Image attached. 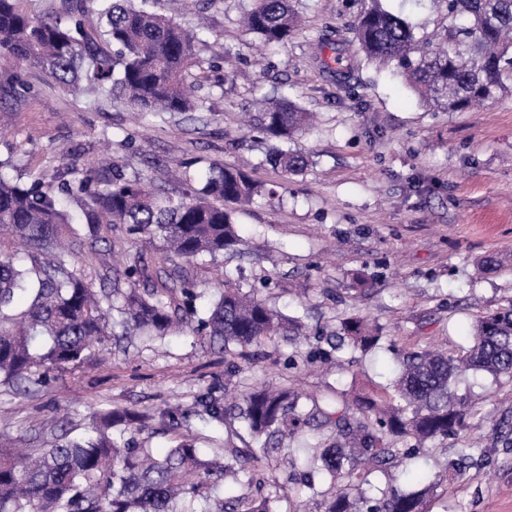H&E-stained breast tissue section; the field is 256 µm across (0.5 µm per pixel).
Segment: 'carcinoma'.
<instances>
[{
	"label": "carcinoma",
	"mask_w": 512,
	"mask_h": 512,
	"mask_svg": "<svg viewBox=\"0 0 512 512\" xmlns=\"http://www.w3.org/2000/svg\"><path fill=\"white\" fill-rule=\"evenodd\" d=\"M98 25L84 28L86 0H64L65 16H30L16 0H0V55L35 66L62 82L82 87L156 116L189 112L185 76L198 66L201 31L187 30L156 9L157 0H94ZM445 4L444 45L416 39L414 28L380 0L356 15L351 33L341 29L316 37L330 60L344 59L352 44L368 61L395 63L425 101L465 111L512 88V0H433ZM246 31L266 45L288 41L298 27L290 0H253L243 16ZM310 114L286 98L269 103L251 131L273 141L266 161L288 174L307 169V155L282 144L308 124ZM198 186L172 194L153 189L139 176L113 168L103 179L88 170L80 178L45 186L22 184L0 173V378L42 386L49 373L89 361L115 326L123 335L164 337L176 332L207 336L224 345V355L247 358V349L286 334L294 341L322 339L301 320L288 318L268 299L224 278L208 308L200 293L179 285L142 288L153 279L144 252L128 255L115 278L95 287L74 268L82 245L78 225L62 207L76 202L90 234L115 224L149 242L159 241L163 259L214 257L239 246L236 207L276 191L242 170L224 166L196 178ZM27 247L30 268L17 264L11 244ZM379 325L348 318L340 323L334 348L366 352L382 339ZM473 345L462 355L430 348L396 352L399 373L391 386L368 388L352 399L303 397L286 385L256 382L240 393L242 429L224 423L226 406L208 390L196 397L198 415L224 433L223 454L206 458L193 440L180 436L158 457L137 435L150 416L102 409L88 433L63 434L29 460L0 443V512H273V496L253 479L236 491L214 496L227 477L272 470L277 462L304 478L314 512H426L425 499L441 476L419 490L377 489L369 476L404 465L419 450L448 436L464 439L466 411L475 403L459 396L453 381L470 371L512 377V305L479 317ZM496 442L512 447V414L492 428ZM302 440L288 448L285 440ZM329 479L324 491L315 477Z\"/></svg>",
	"instance_id": "1"
}]
</instances>
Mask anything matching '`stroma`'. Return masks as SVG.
Instances as JSON below:
<instances>
[{
  "mask_svg": "<svg viewBox=\"0 0 512 512\" xmlns=\"http://www.w3.org/2000/svg\"><path fill=\"white\" fill-rule=\"evenodd\" d=\"M250 5L160 0L159 11L174 22L208 27L200 66L186 77L198 108L162 119L75 93L41 69L0 57V171L48 185L91 166H116L174 193L186 174L240 166L257 183L280 186V198L237 213L241 253L168 260L166 276L187 278L206 296L223 277L238 276L247 287L269 285L284 315L312 326L331 331L341 319L367 317L398 346L465 351L479 316L512 305V92L477 111L447 112L422 101L393 65L375 62L361 63L360 84L343 88L318 66L314 39L324 26L348 24L359 0H292L304 23L270 47L239 23ZM382 5L403 12L422 41L448 23L442 5ZM280 97L317 115L289 143L312 160L296 175L267 165L262 145L235 123L239 113H259L265 100ZM138 250L158 247L118 225L106 241L85 240L75 267L96 283ZM295 351L308 348L282 338L264 343L231 373L219 345L188 332L111 342L90 364L50 373L39 390L0 383V433L17 450L41 448L52 425L75 435L95 410L130 408L150 414L148 444L162 454L175 440L163 431L165 410L191 408L211 386L239 392L258 378L341 399L397 375L382 344L341 369L332 360L289 368ZM453 388L478 404L466 418L473 436L489 435L487 414L512 412V379L471 371ZM457 448L453 439L430 445L409 469L375 472L371 482L418 489L443 472L429 512H512V447L447 471Z\"/></svg>",
  "mask_w": 512,
  "mask_h": 512,
  "instance_id": "obj_1",
  "label": "stroma"
}]
</instances>
